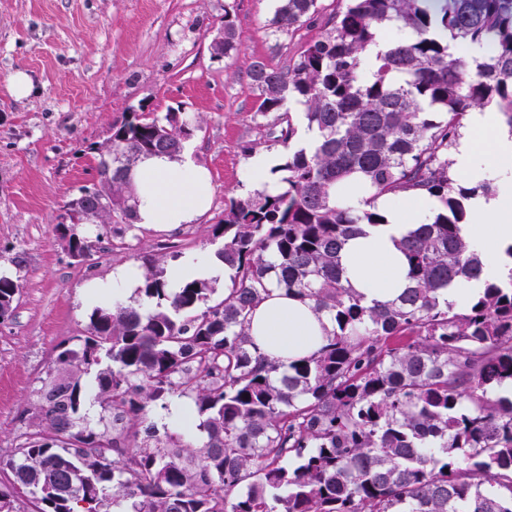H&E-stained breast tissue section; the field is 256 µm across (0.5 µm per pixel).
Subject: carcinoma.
Returning a JSON list of instances; mask_svg holds the SVG:
<instances>
[{
  "label": "carcinoma",
  "mask_w": 512,
  "mask_h": 512,
  "mask_svg": "<svg viewBox=\"0 0 512 512\" xmlns=\"http://www.w3.org/2000/svg\"><path fill=\"white\" fill-rule=\"evenodd\" d=\"M318 0H277L270 26L294 33L318 17ZM321 37L281 69L263 60L248 77L260 112L305 105L320 140L272 169L276 192L232 198L213 234L231 270L224 298L194 279L169 287L150 261L141 292L152 307L104 304L85 333L59 345L54 371L36 389L40 429L0 468V497L30 496L35 512H512V279L486 280L456 306L442 294L478 280L484 258L462 233L469 200L491 186L451 175L449 159L468 113L494 104L512 126V0H336ZM397 29L370 69L364 56ZM487 47L481 62L438 38ZM238 49L229 9L215 55ZM179 112L133 115L112 130V154L178 156L192 132ZM131 167L98 162L97 192L111 213L134 218ZM372 192L352 209L341 198ZM420 192L438 207L401 243L410 285L389 304L368 306L341 274L339 253L365 224L385 223L381 196ZM71 255H92L80 199L67 205ZM330 316L315 354L288 366L251 350L249 314L272 287ZM20 284L0 274V312L11 316ZM97 369L95 381L85 380ZM192 399L206 440L160 438L152 408ZM109 417L93 425L89 400Z\"/></svg>",
  "instance_id": "obj_1"
}]
</instances>
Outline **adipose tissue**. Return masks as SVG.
<instances>
[{"mask_svg": "<svg viewBox=\"0 0 512 512\" xmlns=\"http://www.w3.org/2000/svg\"><path fill=\"white\" fill-rule=\"evenodd\" d=\"M456 170L471 184L490 183L491 190L470 201L464 235L485 258V275L503 280L512 272L504 251L512 245V126L501 112L472 110L454 153ZM136 187V221L147 227L172 228L199 220L210 208L212 187L206 168L179 155L149 156L131 172ZM387 221L367 227L341 252L344 277L366 303L395 300L408 284V266L398 245L435 210L433 199L417 194L379 197ZM255 354L282 364L312 355L326 342L330 318L315 313L309 301L271 289L249 316Z\"/></svg>", "mask_w": 512, "mask_h": 512, "instance_id": "ef3b65f1", "label": "adipose tissue"}]
</instances>
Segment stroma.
Segmentation results:
<instances>
[{"mask_svg":"<svg viewBox=\"0 0 512 512\" xmlns=\"http://www.w3.org/2000/svg\"><path fill=\"white\" fill-rule=\"evenodd\" d=\"M275 0H0V273L17 278L12 317L0 323V457L38 423L34 391L56 347L84 332L100 300L93 284L119 266L163 261L171 252L215 258L213 235L229 199L247 196L252 153L282 161L304 142V108L291 105L298 130L286 140L275 113L257 110L247 70L254 58L288 66L321 23L292 35L272 32ZM237 53L215 56L225 16ZM34 90L18 100L12 73ZM194 117L186 151L211 174L210 210L171 230L120 219L96 229L103 251L71 257L65 206L97 178L98 149L136 114Z\"/></svg>","mask_w":512,"mask_h":512,"instance_id":"obj_1","label":"stroma"}]
</instances>
